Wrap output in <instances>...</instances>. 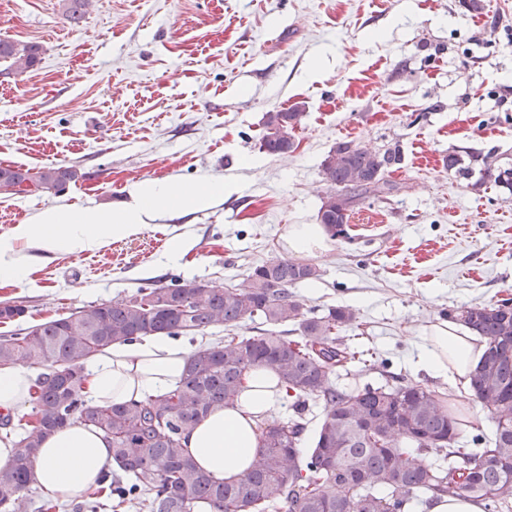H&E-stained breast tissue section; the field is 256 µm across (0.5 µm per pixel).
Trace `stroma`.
<instances>
[{
	"mask_svg": "<svg viewBox=\"0 0 512 512\" xmlns=\"http://www.w3.org/2000/svg\"><path fill=\"white\" fill-rule=\"evenodd\" d=\"M0 0V39L40 44L0 60V166L76 167L61 190L0 195V234L53 207H112L149 181L235 184L212 207L164 213L138 234L38 256L0 301L25 306L0 335L132 295L143 280L243 283L281 256L290 224L317 221L321 163L342 141L399 144L391 193L352 213L348 239L308 256L306 307L357 314L351 377L446 390L416 370V341L448 310L512 290V193L446 170L452 150L512 167V0ZM302 102L294 149L262 152L263 119ZM190 250L168 262L171 243ZM42 54V47L36 43L20 44L0 39V60L10 59L12 65L34 66Z\"/></svg>",
	"mask_w": 512,
	"mask_h": 512,
	"instance_id": "1",
	"label": "stroma"
}]
</instances>
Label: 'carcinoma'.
Here are the masks:
<instances>
[{
    "label": "carcinoma",
    "instance_id": "cac0c4a2",
    "mask_svg": "<svg viewBox=\"0 0 512 512\" xmlns=\"http://www.w3.org/2000/svg\"><path fill=\"white\" fill-rule=\"evenodd\" d=\"M36 43L0 39V60L34 66ZM300 112H268L261 150H293ZM399 146L372 152L340 142L322 162L329 185L318 218L333 237H348L355 207L370 195L393 190L385 172L401 164ZM443 166L468 179L481 177L512 192V168L491 167L481 153L453 151ZM79 177L70 166L0 167V189L32 185L59 189ZM320 277L309 263L286 257L255 266L244 287L173 277L147 281L127 300L91 304L67 316L0 336V367L24 363L41 370L33 400V427L18 439L14 462L0 468V512L15 506L33 482L43 439L79 422L102 432L120 475L108 484L106 501L91 493L84 507L103 512L108 501L139 512H410L427 496L466 497L482 512H512V296L448 312L485 343L471 376V396L493 414V433L471 431L460 445V421L438 395L419 384L351 382L332 374L356 359L340 333L356 322L355 311L305 308L292 288ZM260 321L264 329L238 336L234 328ZM291 325L295 336L281 327ZM227 336L192 351L174 389L143 401L95 405L81 389L85 361L115 343L139 336H190L210 327ZM255 366L272 371L291 400L292 415L265 420L260 460L235 481H217L182 448L186 430L216 407L239 396L244 374ZM323 401L324 416L312 445L301 443L309 403Z\"/></svg>",
    "mask_w": 512,
    "mask_h": 512
}]
</instances>
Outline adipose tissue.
I'll list each match as a JSON object with an SVG mask.
<instances>
[{
  "label": "adipose tissue",
  "instance_id": "adipose-tissue-1",
  "mask_svg": "<svg viewBox=\"0 0 512 512\" xmlns=\"http://www.w3.org/2000/svg\"><path fill=\"white\" fill-rule=\"evenodd\" d=\"M227 190L226 183L219 181L191 187L145 182L132 187L128 201L117 209L44 210L0 237V282L19 283L28 274L29 259L18 254L17 243L45 253L77 254L136 234L162 213L206 208ZM282 240L284 250L294 256L330 248L328 233L320 224L289 225ZM416 349V367L452 388L467 385L481 355L470 337L446 323L427 328ZM189 354V347L171 336H142L112 345L86 363L82 395L88 403L106 404L162 394L179 383ZM36 379V373L22 363L1 368L0 413L12 414L29 404ZM284 394L275 374L253 368L238 401L213 411L186 432L183 447L215 479L239 478L258 460L260 421L278 408ZM110 457L99 433L74 423L43 442L33 477L51 499L68 501L96 487Z\"/></svg>",
  "mask_w": 512,
  "mask_h": 512
}]
</instances>
